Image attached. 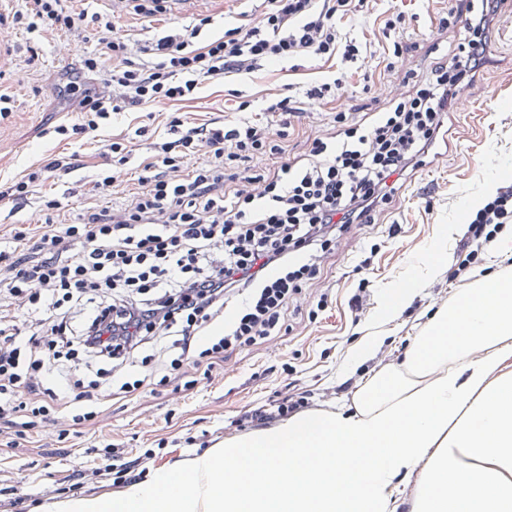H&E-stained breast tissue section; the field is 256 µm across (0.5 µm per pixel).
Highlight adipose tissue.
<instances>
[{
	"mask_svg": "<svg viewBox=\"0 0 512 512\" xmlns=\"http://www.w3.org/2000/svg\"><path fill=\"white\" fill-rule=\"evenodd\" d=\"M455 225L417 259L380 309L395 317L437 275ZM512 265L474 273L401 362L361 387L354 409L292 418L225 441L184 471L61 512H389L420 472L412 512H512Z\"/></svg>",
	"mask_w": 512,
	"mask_h": 512,
	"instance_id": "1",
	"label": "adipose tissue"
}]
</instances>
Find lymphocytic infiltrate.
Here are the masks:
<instances>
[{"label": "lymphocytic infiltrate", "mask_w": 512, "mask_h": 512, "mask_svg": "<svg viewBox=\"0 0 512 512\" xmlns=\"http://www.w3.org/2000/svg\"><path fill=\"white\" fill-rule=\"evenodd\" d=\"M28 2L26 12L13 15L26 31L85 26L101 33L106 54L122 60L103 86L94 80V57L60 73L55 94L78 120L56 132L81 137L126 107L186 97L202 79L301 53H333L337 15L358 9L356 0H266L257 24L228 29L206 45L196 43V24L142 46L155 59L148 66L127 60L110 14L76 10L64 0ZM500 3L479 0L441 15L440 28H464L452 56L437 58L424 74L406 69L407 92L371 123L336 113L334 139H313L307 164L244 174L243 164L255 156L282 153L288 131L273 139L249 122L208 130L175 119L176 139L151 146L133 206L117 213L89 207L62 224L53 217L60 202L45 199L36 240L19 231L0 244V262L10 271L0 280V297L43 313L46 324L42 335L26 337L17 325L0 322V423L14 430L9 447H23L63 411L75 422L97 418L113 386L106 378L82 381L86 358L133 366L147 344L169 339L176 355L159 379L164 385L187 365L211 376L227 351L278 335L289 301L316 279L320 258L353 225L373 223L402 176L444 138L459 91L489 63L488 35ZM204 149L209 161L192 164ZM506 224H512V184L477 209L463 238L465 256L449 280L462 284L463 270L478 259L473 242L492 243ZM216 249L224 253L218 265L210 260ZM228 307L231 323L223 335H210ZM67 392L72 401L64 400Z\"/></svg>", "instance_id": "1"}]
</instances>
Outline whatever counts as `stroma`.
Instances as JSON below:
<instances>
[{"label": "stroma", "instance_id": "1", "mask_svg": "<svg viewBox=\"0 0 512 512\" xmlns=\"http://www.w3.org/2000/svg\"><path fill=\"white\" fill-rule=\"evenodd\" d=\"M456 0H365L359 12L337 19L342 40H355L362 54L357 62L341 55L297 56L264 64L251 73H228L221 79L201 80L193 95L177 101L131 106L114 113L110 124L96 137L73 140L55 133L60 124L76 121V113L54 100L52 85L64 66L86 56L100 59L102 71L114 60L104 55L95 31L27 33L8 18L25 10L26 0H0V89L12 91L13 112L0 116V184L20 180L51 158L71 155L74 170L49 177L37 188L39 195L58 199L59 219L73 221L93 183L115 175L109 202L121 208L139 190L148 143L133 142L127 164L111 163L101 154L100 143L132 136L148 127L154 140L171 139L170 121L179 117L188 127L246 118L276 133L282 115L268 111L278 97L302 96L305 89L344 76L345 85L334 96L307 102L291 116L283 155L254 158L252 169L280 166L303 159L307 139L332 133V117L349 112L358 120L386 107L390 90H401L403 74L388 69L393 41L382 34L384 20L403 13L406 25L396 40L406 44L416 62L429 65L427 48H455L461 31L438 29L435 14L455 8ZM88 7L112 16L116 30L124 34L134 55L143 63L137 45L150 42L183 25L210 18L202 40L222 37L228 26L255 24L262 0H172L163 15H137L131 0H89ZM492 61L477 75L465 93L464 106L448 114V143L438 146L436 157L406 176L392 202L375 223L353 227L320 265L304 296L285 313V329L279 336L261 340L229 353L213 381L189 370L156 393L113 396L102 417L82 424L59 421L35 434L27 447L0 449V485L16 486L25 512H57L58 503L86 496L112 499L127 488L126 482L94 473L97 449L116 448L123 463L149 448L157 455L145 463V476L189 468L200 454L223 449L227 439L246 435L238 420L248 410L298 392H308L316 414L335 412L353 405L361 385L387 362L399 360L415 339L424 335L435 311L448 299L462 296L464 287L451 283L448 271L470 222L468 202L486 179L496 185L512 183V0H503L491 33ZM445 224L457 225L441 255L438 276L421 289L394 319L380 318V307L389 288L407 279L421 249L434 241ZM327 294L328 302L317 316H310V301ZM375 332L384 346L373 358L344 374L354 344ZM65 432L69 453L49 455L58 432ZM85 486H72L75 475Z\"/></svg>", "mask_w": 512, "mask_h": 512}]
</instances>
